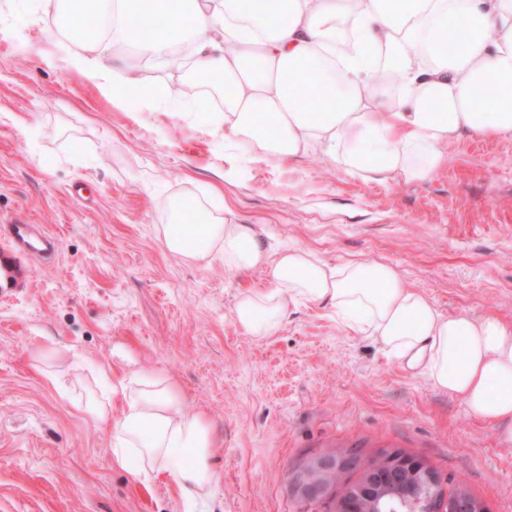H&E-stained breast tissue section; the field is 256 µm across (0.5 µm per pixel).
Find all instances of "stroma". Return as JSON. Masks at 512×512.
<instances>
[{
	"instance_id": "35a3bbf8",
	"label": "stroma",
	"mask_w": 512,
	"mask_h": 512,
	"mask_svg": "<svg viewBox=\"0 0 512 512\" xmlns=\"http://www.w3.org/2000/svg\"><path fill=\"white\" fill-rule=\"evenodd\" d=\"M41 9L0 0V225H43L59 242L30 286L0 296V512H187L172 483L111 465L79 403L158 374L215 428L221 484L202 512H303L297 467L339 447L417 455L512 512V448L373 339L315 306L273 336L234 322L267 285L222 260L171 254L157 227L193 197L252 224L270 254L299 247L339 265H392L443 315L512 321V137L467 138L420 184L374 183L321 150L291 161L224 147L215 93L192 112L111 89L47 39Z\"/></svg>"
}]
</instances>
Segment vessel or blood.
<instances>
[{"label": "vessel or blood", "mask_w": 512, "mask_h": 512, "mask_svg": "<svg viewBox=\"0 0 512 512\" xmlns=\"http://www.w3.org/2000/svg\"><path fill=\"white\" fill-rule=\"evenodd\" d=\"M0 235L8 241L7 246L0 248V293L6 295L29 281L24 257L34 251L42 254L55 252L58 241L40 225L23 220L0 226Z\"/></svg>", "instance_id": "1"}]
</instances>
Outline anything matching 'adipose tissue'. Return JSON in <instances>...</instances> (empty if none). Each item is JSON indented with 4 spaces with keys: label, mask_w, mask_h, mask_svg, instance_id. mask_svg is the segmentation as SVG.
Masks as SVG:
<instances>
[{
    "label": "adipose tissue",
    "mask_w": 512,
    "mask_h": 512,
    "mask_svg": "<svg viewBox=\"0 0 512 512\" xmlns=\"http://www.w3.org/2000/svg\"><path fill=\"white\" fill-rule=\"evenodd\" d=\"M56 2L44 29L72 34L95 21L96 37L79 42L72 62L117 93L161 97L139 83L119 46L169 68L186 58L192 75L218 77L228 149L284 161L319 148L364 180L416 184L431 179L463 137H512V0ZM142 17L153 22L146 38L134 26ZM484 84L498 95L478 100ZM305 86L316 97L303 107L295 92ZM190 211L175 202L159 227L174 256L218 258L236 274L268 268L267 287L242 293L234 307L246 334L275 335L299 305L333 309L512 446V322L493 313L443 315L386 263L333 266L301 248L267 261L253 225L216 216L192 225ZM183 223L189 235L173 234ZM83 412L105 430L113 464L172 482L193 505L213 496L214 432L184 409L168 378L135 374L106 385Z\"/></svg>",
    "instance_id": "1"
}]
</instances>
